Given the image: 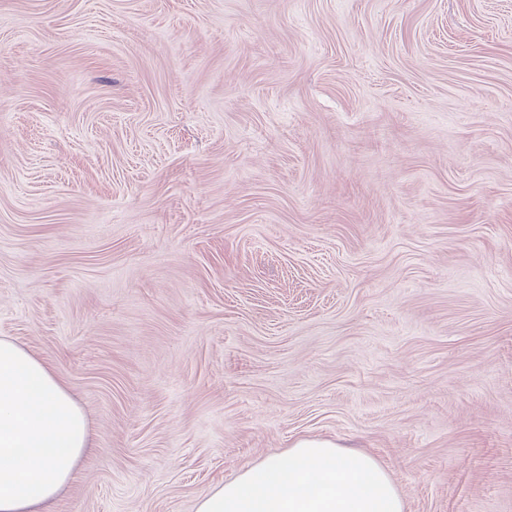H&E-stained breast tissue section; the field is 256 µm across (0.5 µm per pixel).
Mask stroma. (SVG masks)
<instances>
[{
  "label": "stroma",
  "mask_w": 512,
  "mask_h": 512,
  "mask_svg": "<svg viewBox=\"0 0 512 512\" xmlns=\"http://www.w3.org/2000/svg\"><path fill=\"white\" fill-rule=\"evenodd\" d=\"M0 336L196 512L302 437L512 512V0H0Z\"/></svg>",
  "instance_id": "obj_1"
}]
</instances>
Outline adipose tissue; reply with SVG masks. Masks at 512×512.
Here are the masks:
<instances>
[{
	"mask_svg": "<svg viewBox=\"0 0 512 512\" xmlns=\"http://www.w3.org/2000/svg\"><path fill=\"white\" fill-rule=\"evenodd\" d=\"M90 446L87 417L47 366L0 337V512H48ZM197 512H405L369 455L316 438L202 492Z\"/></svg>",
	"mask_w": 512,
	"mask_h": 512,
	"instance_id": "1",
	"label": "adipose tissue"
}]
</instances>
